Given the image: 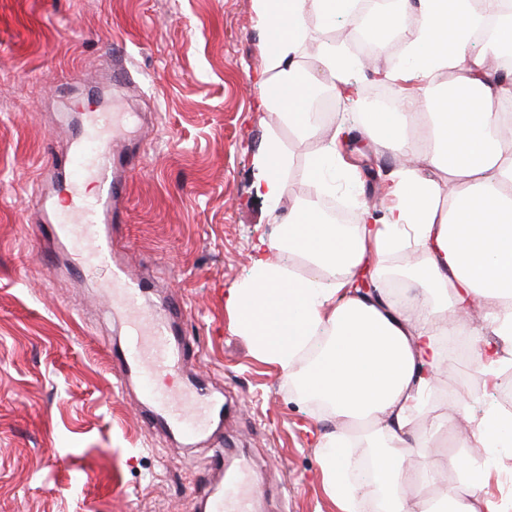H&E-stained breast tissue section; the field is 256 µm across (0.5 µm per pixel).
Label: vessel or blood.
Segmentation results:
<instances>
[{
  "instance_id": "vessel-or-blood-1",
  "label": "vessel or blood",
  "mask_w": 512,
  "mask_h": 512,
  "mask_svg": "<svg viewBox=\"0 0 512 512\" xmlns=\"http://www.w3.org/2000/svg\"><path fill=\"white\" fill-rule=\"evenodd\" d=\"M112 123L111 113L88 114L83 135L64 162L66 207L51 229L69 243L84 267L111 269L105 288L127 332L125 346L111 356L117 378L142 380L153 426L194 440L207 432L223 404L205 384L178 383L184 359L175 327L158 317L148 283L113 265L112 235L100 230L112 222L115 204L126 193V182L115 175L108 151ZM213 466L224 474V489L210 498L208 512H255L252 465L243 460L228 468L218 455Z\"/></svg>"
}]
</instances>
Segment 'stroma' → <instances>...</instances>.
Returning a JSON list of instances; mask_svg holds the SVG:
<instances>
[{
	"instance_id": "stroma-1",
	"label": "stroma",
	"mask_w": 512,
	"mask_h": 512,
	"mask_svg": "<svg viewBox=\"0 0 512 512\" xmlns=\"http://www.w3.org/2000/svg\"><path fill=\"white\" fill-rule=\"evenodd\" d=\"M327 29L310 17L301 47L313 81ZM265 33L251 0H0V512H203L221 485L214 455L248 457L259 512H333L319 478L323 415L256 359L233 330L224 292L250 268V245L278 231L274 214L306 202L308 160L329 137L300 139L255 102ZM129 80L112 93V63ZM355 102L338 105L361 178L336 182L350 209L382 215V188L405 157L360 129L374 106L373 72L355 75ZM119 113L130 153L129 192L117 204L116 238L155 304L176 303L185 369L232 406L193 444L147 421L140 382L121 388L110 369L125 325L112 312L105 269L79 274L68 245L40 235L52 219L56 179L88 108ZM289 153L278 209L253 184L270 131ZM456 356L429 404L444 425L424 429L444 446L448 418L493 402L499 377L480 392L441 398Z\"/></svg>"
}]
</instances>
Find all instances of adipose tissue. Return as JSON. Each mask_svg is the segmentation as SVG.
I'll return each mask as SVG.
<instances>
[{"label": "adipose tissue", "mask_w": 512, "mask_h": 512, "mask_svg": "<svg viewBox=\"0 0 512 512\" xmlns=\"http://www.w3.org/2000/svg\"><path fill=\"white\" fill-rule=\"evenodd\" d=\"M499 0H399L397 11L373 24L376 36L409 28L406 66L384 80H412L395 112L370 113L366 137L378 147L413 156L388 187L395 204L383 216L361 210L354 224L327 221L304 204L279 219L274 238L251 246L249 277L224 295L234 330L256 358L273 365L280 379L322 405L330 424L317 448L323 492L338 512H356L372 495L380 512H507V497L485 488L498 470L505 446L499 429L507 418L495 408L469 416V447L475 455L434 456L416 433L426 417V396L447 358L441 339L459 314L486 309L491 341L476 346L474 359L491 372L512 357V13ZM266 39L261 57L264 92L258 106L287 118L295 135L316 136L309 102L317 86L302 75L303 20L317 14L324 24L342 17L357 22L352 0H252ZM494 21L483 50H472L475 23ZM318 62L345 101L357 94L355 69L343 49ZM447 74L444 84L435 74ZM427 119H420L419 104ZM288 155L269 134L256 193L278 205L287 192ZM415 246L421 262L407 277L422 292L400 301L390 292L362 296L351 288L358 272L391 251ZM274 251L299 254L304 265L324 270L327 280L303 277L271 262ZM367 448L369 489L347 477L357 465L354 441ZM453 468L459 485L445 497L407 494L417 478L434 481Z\"/></svg>", "instance_id": "1"}]
</instances>
